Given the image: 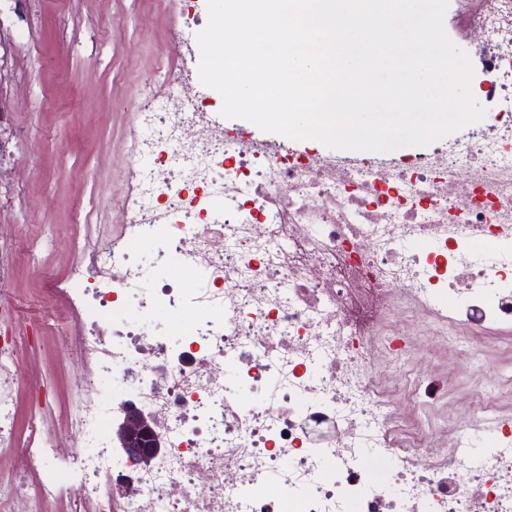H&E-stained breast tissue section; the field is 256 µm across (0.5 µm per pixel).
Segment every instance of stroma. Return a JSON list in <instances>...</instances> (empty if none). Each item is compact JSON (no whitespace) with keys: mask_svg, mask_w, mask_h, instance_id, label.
Segmentation results:
<instances>
[{"mask_svg":"<svg viewBox=\"0 0 512 512\" xmlns=\"http://www.w3.org/2000/svg\"><path fill=\"white\" fill-rule=\"evenodd\" d=\"M0 35L8 46L0 63V229L36 244L12 281L32 342L21 369L41 386L39 394L20 395L17 431L27 436L29 413L44 412L58 452L72 457L91 446L64 420L73 376L68 318L48 302L45 274L68 273L74 264L76 205L89 222L121 223L126 100L134 91L150 94L171 68L165 46L196 53L197 34L181 30L169 0H0ZM456 343L453 336L432 342L424 354L447 373L452 391L439 406L417 410L442 424L464 420L483 376L512 365V337H476L483 360L475 366L453 356Z\"/></svg>","mask_w":512,"mask_h":512,"instance_id":"obj_1","label":"stroma"}]
</instances>
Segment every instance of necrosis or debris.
<instances>
[{
    "instance_id": "necrosis-or-debris-1",
    "label": "necrosis or debris",
    "mask_w": 512,
    "mask_h": 512,
    "mask_svg": "<svg viewBox=\"0 0 512 512\" xmlns=\"http://www.w3.org/2000/svg\"><path fill=\"white\" fill-rule=\"evenodd\" d=\"M450 6L487 112L511 113L512 0ZM187 67L133 105L123 223L84 225L74 270L47 283L74 361L120 389L104 406L74 379L82 456L58 457L37 426L15 438L27 327L0 238V317L16 320L0 339V448L34 475L0 489V512H512V407L490 392L447 427L392 399L420 337L458 336L475 362L464 335L512 334V123L406 165L333 166L203 125L214 90L180 97ZM127 403L162 442L145 465L111 436Z\"/></svg>"
}]
</instances>
